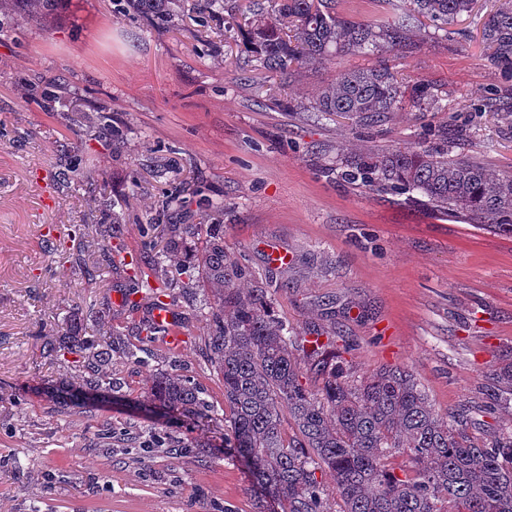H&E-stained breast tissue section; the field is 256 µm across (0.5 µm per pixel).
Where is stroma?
I'll return each mask as SVG.
<instances>
[{"instance_id": "obj_1", "label": "stroma", "mask_w": 512, "mask_h": 512, "mask_svg": "<svg viewBox=\"0 0 512 512\" xmlns=\"http://www.w3.org/2000/svg\"><path fill=\"white\" fill-rule=\"evenodd\" d=\"M504 2L474 0L447 30L422 20L408 47L340 53L273 82L238 31L240 0H224L220 26H201L202 0H186L173 28L116 14L112 0H69L39 24L0 18V512H255L244 463L224 452L223 382L202 350L211 294L201 266L193 295L173 291L182 349L143 332L145 298L138 310L112 311L123 350L111 403L60 412L43 393L74 380L77 367L70 354L44 358L41 334L65 333L89 301L129 286L120 270L104 285L85 280L46 241L66 238L112 201L126 204L123 256L152 263L138 227L158 217L163 194L179 196L184 206L169 210L168 223L223 225L225 251L257 281L289 282L272 300L293 331L346 336V358L361 375L383 364L408 369L440 414L482 417L475 436L512 422L503 408L478 412L496 370L512 363V237L347 183L335 170L344 155L444 142L449 154L512 174V77L482 40ZM382 58L403 83H422L431 104L405 105L365 129L309 108L323 80ZM57 78L80 91L65 115L39 102ZM100 101L108 112L96 111ZM109 118L124 128L112 145L93 137ZM63 142L100 170L96 182L51 183ZM203 197L223 211L206 210ZM276 247L290 253L287 266L271 264ZM172 371L214 407L203 431L131 408L150 375ZM17 393L24 405L14 404ZM154 430L183 451H144L138 438ZM201 435L212 444L204 459L191 451Z\"/></svg>"}]
</instances>
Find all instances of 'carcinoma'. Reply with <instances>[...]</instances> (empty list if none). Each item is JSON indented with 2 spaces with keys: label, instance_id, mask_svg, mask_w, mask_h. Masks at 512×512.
Instances as JSON below:
<instances>
[{
  "label": "carcinoma",
  "instance_id": "carcinoma-1",
  "mask_svg": "<svg viewBox=\"0 0 512 512\" xmlns=\"http://www.w3.org/2000/svg\"><path fill=\"white\" fill-rule=\"evenodd\" d=\"M64 0H0V12L47 18ZM122 11L133 10L143 24L174 25L184 5L180 0H116ZM204 19L224 20V0H204ZM249 14L242 32L259 66L288 76V68L323 65L343 52L381 51L407 42L425 17L446 25L471 10L473 0H410L411 8L388 26L355 21L336 12V0H274L267 10L258 0H242ZM490 58L512 73V9L490 16L483 28ZM405 89L383 62L350 70L322 83L311 109L324 115H347L362 126L378 123L398 111ZM48 112L65 107L54 89L41 93ZM58 170L70 183L90 178L76 153ZM342 175L371 190L415 193L433 211L465 220L486 230L512 235V175H496L472 158L448 150L408 146L382 153L362 152L340 161ZM115 213L76 228V250L54 248L59 258L89 280L116 267L121 250L112 245ZM198 236L199 261L213 293L204 339L207 359L224 382V450L243 459L266 501L279 512H331L323 481L335 482L337 512H512V429L489 439L474 436L476 423L468 415L444 417L436 412L415 376L400 368H381L369 377H352L335 341L312 330L290 336L271 306L268 288L244 287L250 271L224 252V225L184 224L168 234L157 267L186 273L183 248L186 236ZM96 242L101 261L82 264L87 239ZM125 290L126 304L138 305L143 292L152 305L170 298L172 285L189 288L178 278L156 287L136 272ZM86 318L102 327L110 312L95 303L86 305ZM100 341L83 334L81 321L64 333L69 353L78 356L82 373L72 388L53 394L56 407L85 409L97 396L112 394V355L120 342ZM497 392L491 405L512 402V364L496 373ZM176 413L193 430L210 418V405L196 386L177 373L156 375L138 401ZM291 433H286L285 428ZM404 454L409 465L397 470L394 458Z\"/></svg>",
  "mask_w": 512,
  "mask_h": 512
}]
</instances>
